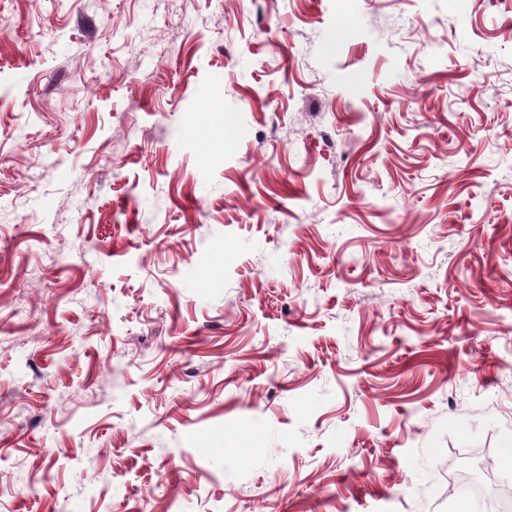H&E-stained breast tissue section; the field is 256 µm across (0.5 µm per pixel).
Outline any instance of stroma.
Here are the masks:
<instances>
[{"instance_id": "1", "label": "stroma", "mask_w": 512, "mask_h": 512, "mask_svg": "<svg viewBox=\"0 0 512 512\" xmlns=\"http://www.w3.org/2000/svg\"><path fill=\"white\" fill-rule=\"evenodd\" d=\"M477 448L506 0H0V512H487ZM490 468L491 462L488 458L477 465L469 461L462 462L455 471L456 487L484 500L488 508L495 509V512H511L512 487L495 485L488 487L481 479L480 472L490 475Z\"/></svg>"}]
</instances>
